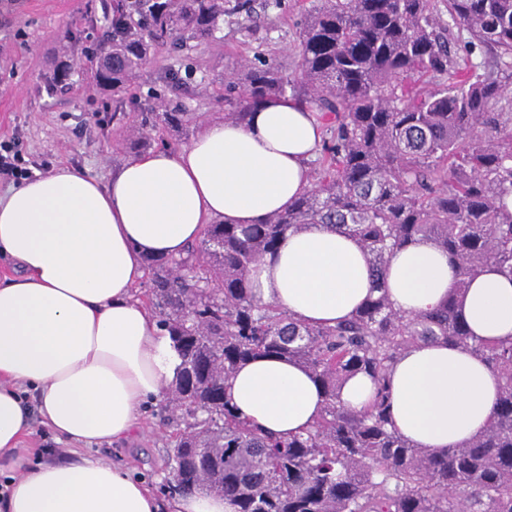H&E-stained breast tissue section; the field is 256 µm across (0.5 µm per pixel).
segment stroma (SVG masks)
<instances>
[{
  "instance_id": "obj_1",
  "label": "stroma",
  "mask_w": 512,
  "mask_h": 512,
  "mask_svg": "<svg viewBox=\"0 0 512 512\" xmlns=\"http://www.w3.org/2000/svg\"><path fill=\"white\" fill-rule=\"evenodd\" d=\"M253 3L266 44L246 39L234 26L224 25L222 44L200 46L187 55L197 71L182 95L156 96L161 72L179 66L185 56L165 49L137 77L136 98L116 102L82 82L63 96L49 97L37 91L60 51L66 26L85 28L87 16L100 14L101 0H0V140L16 138L33 171L71 165L108 181L131 157L130 151L118 147L117 140L141 106L161 102L196 113L201 120L223 117L220 97L225 66L253 58L263 48L283 53L293 46L300 24L298 0H284L279 9L262 8V0ZM167 432L164 414L153 404L145 413L144 433L129 441L101 445L98 453L128 465L135 477L167 500L172 496L164 466Z\"/></svg>"
}]
</instances>
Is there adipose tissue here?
Instances as JSON below:
<instances>
[{
  "label": "adipose tissue",
  "instance_id": "1",
  "mask_svg": "<svg viewBox=\"0 0 512 512\" xmlns=\"http://www.w3.org/2000/svg\"><path fill=\"white\" fill-rule=\"evenodd\" d=\"M322 128L288 98L235 125L201 124L188 147L128 160L103 183L71 166L0 196V512H232L223 497L184 494L161 507L124 466L94 456H44L36 425L67 444L135 437L142 410L172 381L176 357L136 299L148 257L176 258L204 225L258 224L310 188ZM250 279L257 298L306 324L350 317L374 286L351 236L321 224L291 233ZM396 311L414 314L454 295L470 330L512 338V280L489 270L456 295L448 256L423 241L396 251L385 273ZM397 431L436 450L489 423L500 377L480 357L442 342L405 351L390 370ZM239 415L286 436L310 427L323 396L299 364L261 356L226 384Z\"/></svg>",
  "mask_w": 512,
  "mask_h": 512
}]
</instances>
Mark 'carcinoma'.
Returning a JSON list of instances; mask_svg holds the SVG:
<instances>
[{"label": "carcinoma", "instance_id": "carcinoma-1", "mask_svg": "<svg viewBox=\"0 0 512 512\" xmlns=\"http://www.w3.org/2000/svg\"><path fill=\"white\" fill-rule=\"evenodd\" d=\"M102 2L85 80L114 98L131 94L160 44L212 45L226 16L257 32L251 0ZM306 3L296 69L259 52L224 72V122L245 123L270 98L303 97L325 132L311 188L260 224H206L182 256L144 262L149 285L136 298L179 358L160 400L176 423L173 487L222 496L232 512H512V339L475 337L454 296L406 315L383 287L392 253L420 240L448 254L459 292L487 268L512 280V0ZM75 71L73 59L58 61L40 91L68 92ZM162 82L187 89L177 69ZM191 122L180 109L143 107L126 148L142 154L158 125ZM314 224L356 238L375 273L376 294L334 326L301 324L250 286L284 237ZM441 341L481 357L501 384L487 428L435 450L392 426L388 372L406 349ZM260 355L298 362L320 385L310 428L281 438L239 418L224 384ZM359 373L375 391L355 412L341 387Z\"/></svg>", "mask_w": 512, "mask_h": 512}]
</instances>
